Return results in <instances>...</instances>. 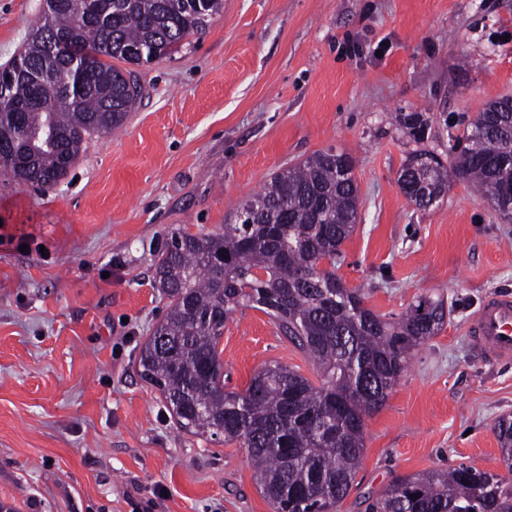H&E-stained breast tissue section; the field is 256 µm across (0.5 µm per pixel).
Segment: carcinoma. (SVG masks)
Returning <instances> with one entry per match:
<instances>
[{
    "label": "carcinoma",
    "instance_id": "cac0c4a2",
    "mask_svg": "<svg viewBox=\"0 0 512 512\" xmlns=\"http://www.w3.org/2000/svg\"><path fill=\"white\" fill-rule=\"evenodd\" d=\"M224 0H55L24 50L3 67L11 103L0 112V172L57 186L93 134L119 129L138 96L131 65L164 58L203 34ZM471 184L512 220V97L491 99L457 139L450 166L419 150L398 183L420 209ZM360 191L344 152L320 151L276 172L241 203L224 232L175 231L155 267L169 299L143 345L139 374L178 426L246 449L273 512H334L364 451L365 420L399 381L412 350L437 335L444 300L421 297L397 321L375 314L336 275L357 222ZM245 308L264 312L309 358L319 385L283 365L260 369L243 391L224 388L218 345ZM496 433L505 473L460 464L393 481L366 512H512V418Z\"/></svg>",
    "mask_w": 512,
    "mask_h": 512
}]
</instances>
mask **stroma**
<instances>
[{
    "label": "stroma",
    "mask_w": 512,
    "mask_h": 512,
    "mask_svg": "<svg viewBox=\"0 0 512 512\" xmlns=\"http://www.w3.org/2000/svg\"><path fill=\"white\" fill-rule=\"evenodd\" d=\"M43 0H0V66ZM123 126L92 135L44 192L0 175V505L12 512H272L244 448L181 430L138 375L169 301L153 281L170 231L219 233L272 175L346 151L358 224L336 273L398 319L442 298L443 329L413 350L337 512H365L395 480L466 463L504 473L512 359L467 329L512 293V223L462 180L416 208L410 153L447 159L492 98L512 96V0H224L207 30L134 68ZM422 114L413 132L398 118ZM226 389L266 365L317 374L256 309L219 343Z\"/></svg>",
    "instance_id": "1"
}]
</instances>
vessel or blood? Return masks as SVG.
Listing matches in <instances>:
<instances>
[{"instance_id": "b4317fda", "label": "vessel or blood", "mask_w": 512, "mask_h": 512, "mask_svg": "<svg viewBox=\"0 0 512 512\" xmlns=\"http://www.w3.org/2000/svg\"><path fill=\"white\" fill-rule=\"evenodd\" d=\"M468 333L487 355L495 359L512 358V295L489 296L468 326Z\"/></svg>"}]
</instances>
